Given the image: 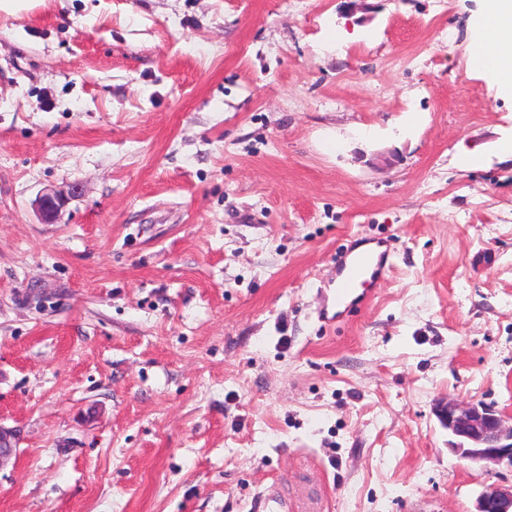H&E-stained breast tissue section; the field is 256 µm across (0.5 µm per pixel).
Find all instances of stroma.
<instances>
[{
  "label": "stroma",
  "mask_w": 512,
  "mask_h": 512,
  "mask_svg": "<svg viewBox=\"0 0 512 512\" xmlns=\"http://www.w3.org/2000/svg\"><path fill=\"white\" fill-rule=\"evenodd\" d=\"M480 5L0 11V512H258L273 485L473 512L512 485L434 414L512 415V100L467 69ZM359 234L394 274L324 324Z\"/></svg>",
  "instance_id": "obj_1"
}]
</instances>
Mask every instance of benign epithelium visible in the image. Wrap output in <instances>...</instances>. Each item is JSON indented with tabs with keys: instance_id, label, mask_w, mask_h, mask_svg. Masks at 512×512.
Instances as JSON below:
<instances>
[{
	"instance_id": "1",
	"label": "benign epithelium",
	"mask_w": 512,
	"mask_h": 512,
	"mask_svg": "<svg viewBox=\"0 0 512 512\" xmlns=\"http://www.w3.org/2000/svg\"><path fill=\"white\" fill-rule=\"evenodd\" d=\"M65 204L66 199L60 195H43L39 210L44 221L56 222ZM434 413L453 438L448 443L449 452L486 469L503 462L512 465V423L494 407L448 398L436 403ZM12 438V431L0 427V467L12 455ZM475 512H512V486H483L476 498Z\"/></svg>"
}]
</instances>
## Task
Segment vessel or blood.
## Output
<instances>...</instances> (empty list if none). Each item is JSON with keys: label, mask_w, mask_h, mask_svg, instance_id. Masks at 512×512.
Returning <instances> with one entry per match:
<instances>
[{"label": "vessel or blood", "mask_w": 512, "mask_h": 512, "mask_svg": "<svg viewBox=\"0 0 512 512\" xmlns=\"http://www.w3.org/2000/svg\"><path fill=\"white\" fill-rule=\"evenodd\" d=\"M392 249L387 241H376L374 247L363 249L351 243L336 256V278L330 301L319 310L322 321L341 322L348 314L368 300V288L389 273Z\"/></svg>", "instance_id": "b4317fda"}]
</instances>
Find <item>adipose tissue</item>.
<instances>
[{
  "instance_id": "1",
  "label": "adipose tissue",
  "mask_w": 512,
  "mask_h": 512,
  "mask_svg": "<svg viewBox=\"0 0 512 512\" xmlns=\"http://www.w3.org/2000/svg\"><path fill=\"white\" fill-rule=\"evenodd\" d=\"M471 52L483 59L478 73L493 80L499 96L512 99V0H483Z\"/></svg>"
}]
</instances>
